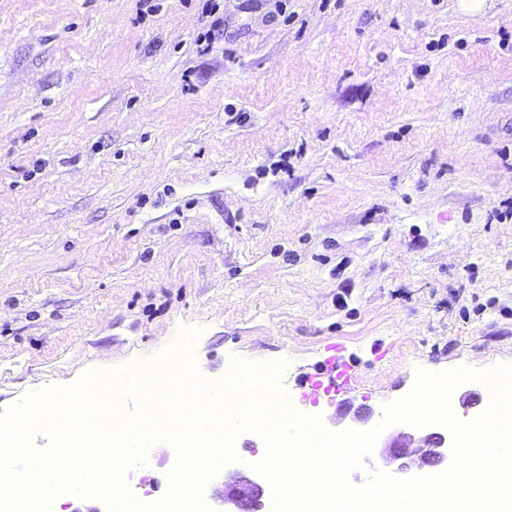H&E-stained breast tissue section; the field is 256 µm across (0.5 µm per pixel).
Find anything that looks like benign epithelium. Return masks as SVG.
Returning <instances> with one entry per match:
<instances>
[{
  "label": "benign epithelium",
  "mask_w": 512,
  "mask_h": 512,
  "mask_svg": "<svg viewBox=\"0 0 512 512\" xmlns=\"http://www.w3.org/2000/svg\"><path fill=\"white\" fill-rule=\"evenodd\" d=\"M393 446L381 455L382 465L406 475L421 473L426 467L448 468L452 462L451 432L421 431L407 427L393 436ZM265 489L250 471H237L224 482L227 512H253L263 502Z\"/></svg>",
  "instance_id": "1"
}]
</instances>
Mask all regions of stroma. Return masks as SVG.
I'll return each mask as SVG.
<instances>
[{
    "label": "stroma",
    "mask_w": 512,
    "mask_h": 512,
    "mask_svg": "<svg viewBox=\"0 0 512 512\" xmlns=\"http://www.w3.org/2000/svg\"><path fill=\"white\" fill-rule=\"evenodd\" d=\"M0 0V415L185 335L215 386L341 353L382 430L416 375L512 367V0ZM245 429L224 482L264 448ZM157 443L138 479L161 499Z\"/></svg>",
    "instance_id": "1"
}]
</instances>
